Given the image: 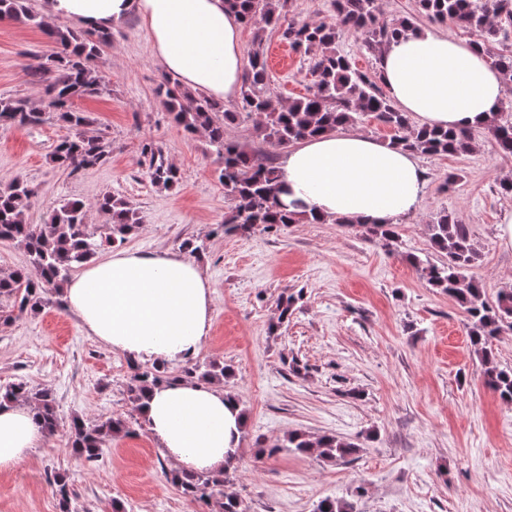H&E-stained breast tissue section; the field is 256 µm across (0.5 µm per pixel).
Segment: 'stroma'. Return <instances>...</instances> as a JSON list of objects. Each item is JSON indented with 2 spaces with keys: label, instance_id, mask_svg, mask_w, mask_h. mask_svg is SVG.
I'll list each match as a JSON object with an SVG mask.
<instances>
[{
  "label": "stroma",
  "instance_id": "obj_1",
  "mask_svg": "<svg viewBox=\"0 0 512 512\" xmlns=\"http://www.w3.org/2000/svg\"><path fill=\"white\" fill-rule=\"evenodd\" d=\"M52 44L23 21L0 22V95L38 99L30 73ZM93 67L109 87L76 99L91 131H105L112 155L72 174L51 160L68 128L49 118L37 126L0 125V186L25 177L38 194L29 210L41 224L61 199H78L89 223L105 219L95 202L105 192L124 197L143 224L125 244L142 253L176 252L184 239L203 241L196 256L212 288V326L198 355L230 366L225 390L246 412L238 469L229 492L250 512H313L325 497L364 487L361 512H512V403L484 382L471 352L468 325L454 299L437 292L405 254L433 253L425 231L448 212L467 224L479 250L472 270L487 297L512 288V245L501 238L512 197L499 181L512 177L484 133L466 153L419 156L426 181L416 209L399 218V242L388 249L351 224H291L267 233L224 235L231 203L203 136L174 126L155 95L163 74L149 33L132 15L112 29V46ZM269 88L281 101L314 84L308 60L289 53L269 63ZM163 145L180 173L176 187H154L140 144ZM302 292L288 324L268 326L280 294ZM57 295L36 313L0 300V387L26 381L51 389L59 424L18 467L0 472V512H60L52 492L64 477L77 512H199L165 477L167 464L128 398L129 362L88 336ZM299 360L302 375L285 363ZM124 415L129 434L106 440L91 467L72 452L73 416L95 421ZM333 434L362 448L346 465L285 448L288 432ZM277 447L257 458L256 446Z\"/></svg>",
  "mask_w": 512,
  "mask_h": 512
}]
</instances>
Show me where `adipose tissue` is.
<instances>
[{"label": "adipose tissue", "instance_id": "ef3b65f1", "mask_svg": "<svg viewBox=\"0 0 512 512\" xmlns=\"http://www.w3.org/2000/svg\"><path fill=\"white\" fill-rule=\"evenodd\" d=\"M49 21L107 30L129 15L148 29L153 53L192 91L236 98L245 66L242 24L224 0H45ZM389 94L418 125L480 128L497 112L505 76L475 44L445 33L393 40L378 62ZM284 204L322 217L393 224L415 210L425 176L411 152L339 129L303 140L280 161ZM63 297L89 336L141 362H180L201 350L212 291L198 265L177 253L116 251L88 264ZM148 430L175 468L218 472L240 445L244 420L223 387L181 382L153 389L143 404ZM33 409L0 407V471L42 445Z\"/></svg>", "mask_w": 512, "mask_h": 512}]
</instances>
